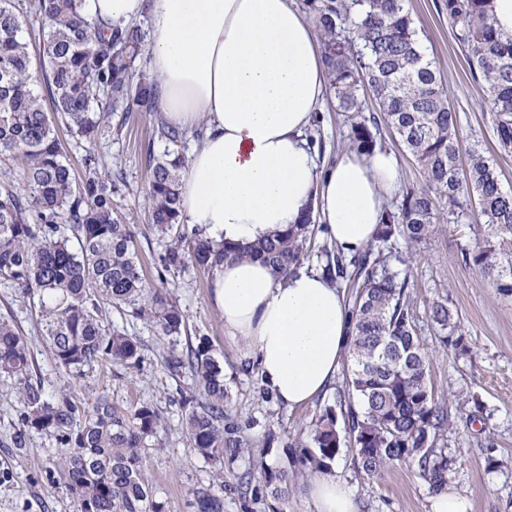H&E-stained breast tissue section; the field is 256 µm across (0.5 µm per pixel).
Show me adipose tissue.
I'll return each mask as SVG.
<instances>
[{
    "label": "adipose tissue",
    "mask_w": 512,
    "mask_h": 512,
    "mask_svg": "<svg viewBox=\"0 0 512 512\" xmlns=\"http://www.w3.org/2000/svg\"><path fill=\"white\" fill-rule=\"evenodd\" d=\"M90 16L151 23L150 71L164 122L204 127L183 180L181 213L213 243L237 248L299 223L313 211L338 252L351 258L376 235L399 189L395 157L350 151L321 163L305 132L330 87L315 28L293 0H84ZM212 301L224 333L246 340L275 397L305 405L333 384L352 336L343 289L319 268L277 277L257 260L214 269ZM317 512H356L330 472L314 476Z\"/></svg>",
    "instance_id": "obj_1"
}]
</instances>
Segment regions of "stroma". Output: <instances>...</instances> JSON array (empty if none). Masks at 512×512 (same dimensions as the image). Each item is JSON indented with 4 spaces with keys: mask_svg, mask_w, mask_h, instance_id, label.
Instances as JSON below:
<instances>
[{
    "mask_svg": "<svg viewBox=\"0 0 512 512\" xmlns=\"http://www.w3.org/2000/svg\"><path fill=\"white\" fill-rule=\"evenodd\" d=\"M408 6L421 31L423 50L447 87L462 147L481 143L486 154L496 156L504 186L512 188V157L498 152L483 83L470 73L467 51L454 36L444 0H409ZM320 115L321 122L310 135L321 160L329 164L350 151L349 126L333 99H326ZM154 121V113L133 112L121 131L93 145L77 143L67 135L61 142L73 164H80L90 148L117 176L114 207L119 217L136 227V247L151 289L169 293L182 308L187 318L182 336L171 341L130 307L102 303L105 323L140 341L141 361L132 368L103 359L77 378L56 366L41 336L37 306L4 281H0V315L9 317L27 337L31 381L41 385L47 396L65 390L81 405L103 395L126 415L146 403L160 409L162 429L155 444L143 450L147 475L165 512H194V492L210 481L213 466L187 439L183 400L196 390L188 374L168 370L170 352H185L199 338H208L224 365V382L231 393L229 416L246 425L256 452L276 470L291 473L299 445L310 440L312 420L320 407L336 405L337 391L329 389L302 408L284 406L264 386L256 367L240 362L244 341L225 336L224 318L209 298L210 274L194 268L158 273L165 241L150 224L147 164L148 151L162 149L152 140ZM479 233L478 223L466 216L444 225L413 255L410 290L430 355L429 381L452 422L444 440L454 459L447 490L465 497L470 512H512V295L501 294L478 270L464 265L462 251L474 246ZM442 299L460 314L468 353L444 346L436 333L431 308ZM466 391L477 395L484 407L479 421L471 419L472 404L460 399ZM27 410L18 383L0 378V512H78L54 474L64 448L53 432L23 428L21 419ZM250 469L245 455L225 461L224 512H315L309 475L291 473L286 498L276 500L260 476L251 475L249 489L240 488V477L251 474ZM330 469L348 489L357 512H430L432 493L414 465L395 464L369 478L358 471L353 448L343 447Z\"/></svg>",
    "mask_w": 512,
    "mask_h": 512,
    "instance_id": "1",
    "label": "stroma"
}]
</instances>
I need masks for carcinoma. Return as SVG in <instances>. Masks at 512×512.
I'll use <instances>...</instances> for the list:
<instances>
[{
	"instance_id": "obj_1",
	"label": "carcinoma",
	"mask_w": 512,
	"mask_h": 512,
	"mask_svg": "<svg viewBox=\"0 0 512 512\" xmlns=\"http://www.w3.org/2000/svg\"><path fill=\"white\" fill-rule=\"evenodd\" d=\"M492 0H445L455 37L469 54L494 114L499 151L512 153V38L494 25ZM331 75L330 94L344 113L349 140L370 154L383 144L367 118L369 93L398 144L419 166L424 186L408 188L396 210H387L374 241L346 260L324 249L325 269L349 290L353 336L339 408L326 406L312 425L311 445L298 463L309 473L329 466L343 445L357 467L373 478L394 463L416 465L433 493L443 491L453 459L441 446L448 412L429 383V358L410 297L407 261L397 239L420 245L475 209L481 238L462 254L502 294L512 295V189L503 186L496 161L477 143L468 166L459 167L456 112L439 71L423 52L407 0H308ZM38 24V62L23 35V19ZM148 30L141 24H103L83 11V0H0V163L17 169L18 183L0 185V280L38 301L42 336L59 368L72 376L107 356L134 367L140 342L105 325L100 302L127 305L150 318L163 335L178 337L186 317L169 295L146 286L132 225L116 215L115 180L91 150L78 179L63 151L58 126L92 144L112 132V117L151 112L159 96L156 78L139 67ZM43 85V95L35 93ZM53 104L44 110L43 98ZM164 149L151 154L150 220L171 238L159 255L163 272L191 263L210 270L227 258L259 259L278 275L300 266L314 227L312 214L247 249L215 246L181 224V186L187 159L185 134L158 123ZM70 225L77 246L60 231ZM431 320L446 346L465 352L458 311L440 301ZM28 341L0 316V376L23 385L29 412L23 426L53 431L69 452L57 478L78 506L95 512H163L143 462L146 440L157 437L162 416L154 406L126 418L106 399L78 408L64 392L54 399L30 383ZM187 372L205 402L186 414L188 440L217 466L215 479L195 491L196 512H224V457L250 446L243 428L227 415L230 395L224 369L205 337L167 361ZM78 429L72 430L74 421ZM273 498L288 495V474L257 463Z\"/></svg>"
}]
</instances>
